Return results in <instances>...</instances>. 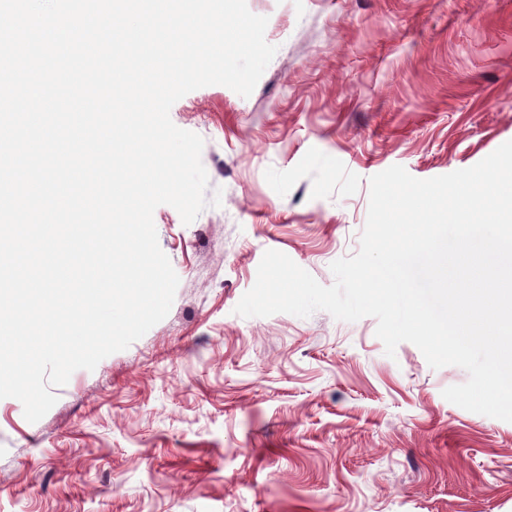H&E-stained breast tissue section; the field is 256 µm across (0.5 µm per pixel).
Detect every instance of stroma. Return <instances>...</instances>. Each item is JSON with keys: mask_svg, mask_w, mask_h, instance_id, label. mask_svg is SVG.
<instances>
[{"mask_svg": "<svg viewBox=\"0 0 512 512\" xmlns=\"http://www.w3.org/2000/svg\"><path fill=\"white\" fill-rule=\"evenodd\" d=\"M277 51L249 97L170 110L222 205L153 214L168 315L28 422L0 399V512H512V423L466 411L377 321L233 309L266 250L320 284L359 247L369 179L469 168L512 140V0H247Z\"/></svg>", "mask_w": 512, "mask_h": 512, "instance_id": "obj_1", "label": "stroma"}]
</instances>
